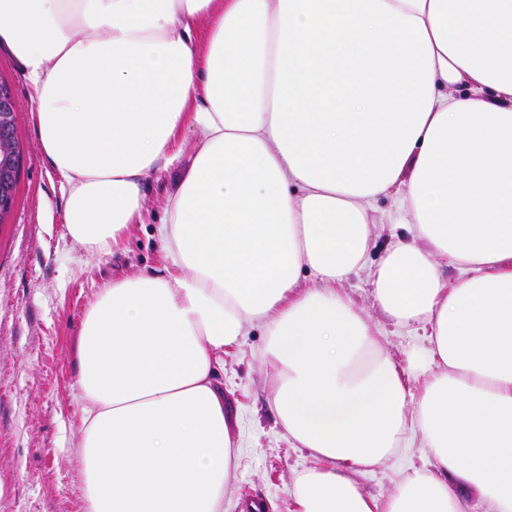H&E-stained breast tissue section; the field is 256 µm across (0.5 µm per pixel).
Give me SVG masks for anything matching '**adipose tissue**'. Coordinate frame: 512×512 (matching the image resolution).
<instances>
[{"mask_svg":"<svg viewBox=\"0 0 512 512\" xmlns=\"http://www.w3.org/2000/svg\"><path fill=\"white\" fill-rule=\"evenodd\" d=\"M1 45L89 257L120 249L181 130L198 144L155 229L168 265L81 323L85 512H224L215 368L251 322L278 422L318 461L294 512H512V0H0ZM381 197L409 235L372 268ZM366 268L424 332L417 390L343 288ZM412 440L427 464L365 492ZM416 443L414 448H405L399 453L381 460L379 463L364 468L365 471L357 476L361 486L370 494L385 499L396 489L409 459L421 464V451Z\"/></svg>","mask_w":512,"mask_h":512,"instance_id":"1","label":"adipose tissue"}]
</instances>
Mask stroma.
<instances>
[{"label":"stroma","mask_w":512,"mask_h":512,"mask_svg":"<svg viewBox=\"0 0 512 512\" xmlns=\"http://www.w3.org/2000/svg\"><path fill=\"white\" fill-rule=\"evenodd\" d=\"M0 80L14 91L21 170L9 216L0 223V512H84L80 468L73 447L81 407L73 394L82 317L98 288L166 264L154 235L178 176L196 149L182 131L177 164L148 179L139 224L110 256L87 257L64 224L66 194L33 118L34 93L20 63L0 47ZM348 294L369 318L375 342L402 362L420 335L392 325L375 306L366 276ZM261 324L247 325L238 347L226 351L217 379L225 409L238 420V465L224 494V512H241L259 498L265 512H291L297 476L316 467L293 447L273 410L277 370L265 356ZM420 448H406L366 467L358 481L387 498Z\"/></svg>","instance_id":"obj_1"}]
</instances>
